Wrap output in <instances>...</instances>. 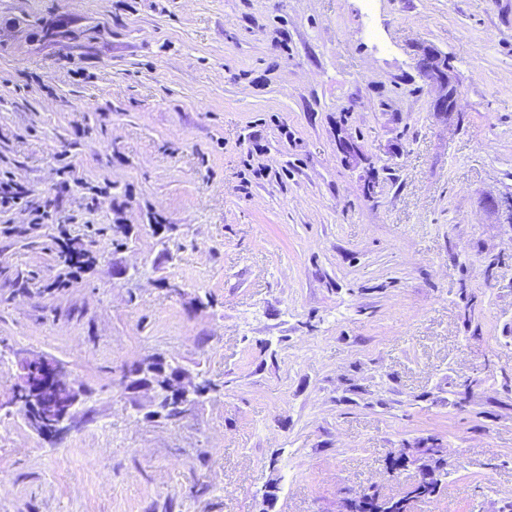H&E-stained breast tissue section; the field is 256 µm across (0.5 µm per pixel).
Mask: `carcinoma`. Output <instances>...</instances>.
I'll return each instance as SVG.
<instances>
[{
  "label": "carcinoma",
  "instance_id": "obj_1",
  "mask_svg": "<svg viewBox=\"0 0 512 512\" xmlns=\"http://www.w3.org/2000/svg\"><path fill=\"white\" fill-rule=\"evenodd\" d=\"M427 452L430 453L428 464L432 471L431 479L414 483L397 496L384 495L374 488L367 493L365 500H350L349 512H411L415 502L439 496L448 476V457L445 448L435 439Z\"/></svg>",
  "mask_w": 512,
  "mask_h": 512
}]
</instances>
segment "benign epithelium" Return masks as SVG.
<instances>
[{
	"instance_id": "benign-epithelium-1",
	"label": "benign epithelium",
	"mask_w": 512,
	"mask_h": 512,
	"mask_svg": "<svg viewBox=\"0 0 512 512\" xmlns=\"http://www.w3.org/2000/svg\"><path fill=\"white\" fill-rule=\"evenodd\" d=\"M415 67L424 83L435 90L433 110L446 115L454 111L448 104V91L454 86L448 56L434 47L419 50ZM339 151L346 165L357 168L363 161L359 148L349 140L339 142ZM19 369V380L13 391L12 405L23 414L29 427L42 436H54L79 427L80 409L86 393L77 388L67 367L57 359L29 352L14 353ZM125 389L132 394L152 393L149 404H137L149 418L160 417L159 401L167 394L169 401L178 403L180 414H185L187 399L195 392V377L187 370L173 373L169 361L162 356L146 358L135 370L125 376Z\"/></svg>"
}]
</instances>
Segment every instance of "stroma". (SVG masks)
<instances>
[{"label":"stroma","instance_id":"1","mask_svg":"<svg viewBox=\"0 0 512 512\" xmlns=\"http://www.w3.org/2000/svg\"><path fill=\"white\" fill-rule=\"evenodd\" d=\"M0 174V512H337L431 435L413 512L512 498V0H0ZM21 349L79 429L11 406ZM152 355L214 390L147 418ZM415 67L424 83L435 90L432 101L434 112L448 115L454 112L456 96L453 105L448 106V91L456 87L450 73L448 57L434 47H422L416 57ZM14 362L20 374L12 405L29 427L42 436L79 427L87 394L75 387L67 367L54 357L24 351L14 353Z\"/></svg>","mask_w":512,"mask_h":512}]
</instances>
